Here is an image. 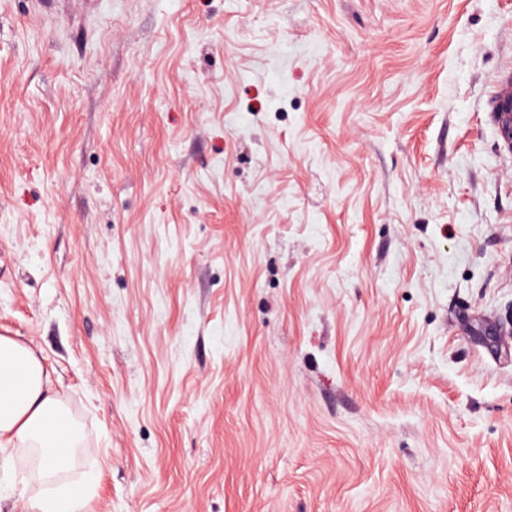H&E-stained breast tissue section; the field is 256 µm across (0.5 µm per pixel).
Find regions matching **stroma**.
Masks as SVG:
<instances>
[{
    "instance_id": "35a3bbf8",
    "label": "stroma",
    "mask_w": 512,
    "mask_h": 512,
    "mask_svg": "<svg viewBox=\"0 0 512 512\" xmlns=\"http://www.w3.org/2000/svg\"><path fill=\"white\" fill-rule=\"evenodd\" d=\"M510 74L512 0H0V336L87 512H512ZM503 146L512 151V95L497 96L492 103Z\"/></svg>"
}]
</instances>
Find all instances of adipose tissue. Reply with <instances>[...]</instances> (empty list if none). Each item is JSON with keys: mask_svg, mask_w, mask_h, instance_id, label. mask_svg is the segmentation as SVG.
Returning <instances> with one entry per match:
<instances>
[{"mask_svg": "<svg viewBox=\"0 0 512 512\" xmlns=\"http://www.w3.org/2000/svg\"><path fill=\"white\" fill-rule=\"evenodd\" d=\"M83 439L79 422L54 388L50 369L24 343L0 336V451H37L45 488L30 497V512H86L91 478H66Z\"/></svg>", "mask_w": 512, "mask_h": 512, "instance_id": "obj_1", "label": "adipose tissue"}]
</instances>
